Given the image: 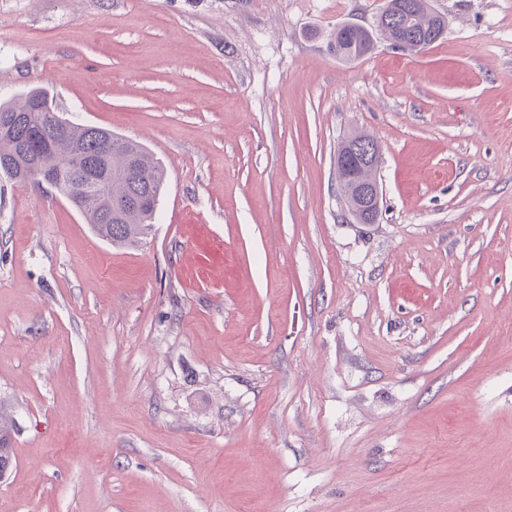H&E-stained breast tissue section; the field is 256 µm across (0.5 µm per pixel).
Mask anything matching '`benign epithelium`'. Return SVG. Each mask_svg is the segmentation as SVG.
Masks as SVG:
<instances>
[{
  "label": "benign epithelium",
  "mask_w": 512,
  "mask_h": 512,
  "mask_svg": "<svg viewBox=\"0 0 512 512\" xmlns=\"http://www.w3.org/2000/svg\"><path fill=\"white\" fill-rule=\"evenodd\" d=\"M398 13L389 11L384 24L392 25V46L400 47L412 39L405 27L397 25ZM379 154V148L366 145L363 140H349L336 152V174L340 191L349 213L360 224H372L378 215L381 190L379 182L363 176V170Z\"/></svg>",
  "instance_id": "7a95c632"
}]
</instances>
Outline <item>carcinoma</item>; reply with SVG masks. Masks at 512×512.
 Masks as SVG:
<instances>
[{
  "mask_svg": "<svg viewBox=\"0 0 512 512\" xmlns=\"http://www.w3.org/2000/svg\"><path fill=\"white\" fill-rule=\"evenodd\" d=\"M410 25L421 35L423 30L441 24V17L429 11L427 0H408ZM386 36L388 30L376 25L362 28L346 37L338 60L351 62L367 56L373 48L374 32ZM57 111L47 91L34 88L10 103L0 104V170L9 165L16 180L32 177L31 164L52 167L60 193L90 224L100 239L121 246L135 247L155 223L158 202L165 189V170L154 154L143 145L112 131L71 122L60 135L40 136V126L49 111ZM106 159L110 176L109 196L104 198L82 187L78 161L82 158ZM121 204L123 208L114 209ZM12 420L0 408V469L12 462Z\"/></svg>",
  "mask_w": 512,
  "mask_h": 512,
  "instance_id": "obj_1",
  "label": "carcinoma"
}]
</instances>
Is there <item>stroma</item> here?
<instances>
[{
  "label": "stroma",
  "instance_id": "obj_1",
  "mask_svg": "<svg viewBox=\"0 0 512 512\" xmlns=\"http://www.w3.org/2000/svg\"><path fill=\"white\" fill-rule=\"evenodd\" d=\"M384 3L0 0V103L46 88L167 183L125 248L0 174V512H512V0L337 60ZM379 148L364 140H349L336 152V174L349 213L358 223L372 224L378 215L381 190L379 182L366 179L363 170L372 166ZM0 407V470L8 469L12 462V420Z\"/></svg>",
  "mask_w": 512,
  "mask_h": 512
}]
</instances>
